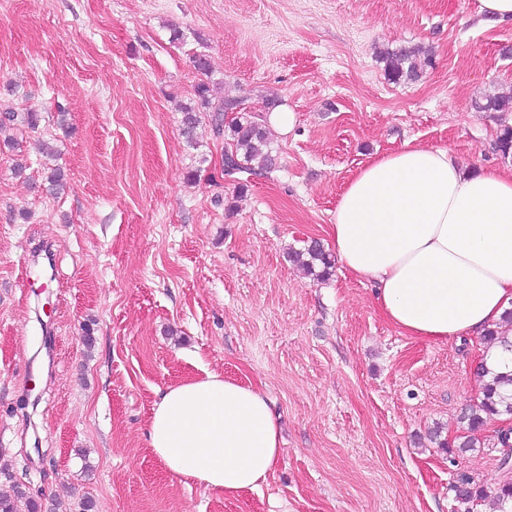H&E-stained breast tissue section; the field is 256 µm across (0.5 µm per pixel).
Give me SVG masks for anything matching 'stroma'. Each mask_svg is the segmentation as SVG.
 <instances>
[{"instance_id": "1", "label": "stroma", "mask_w": 512, "mask_h": 512, "mask_svg": "<svg viewBox=\"0 0 512 512\" xmlns=\"http://www.w3.org/2000/svg\"><path fill=\"white\" fill-rule=\"evenodd\" d=\"M417 45L433 67L389 81L382 53ZM507 45L512 23L482 24L476 0H0V107L40 116L0 133V493L69 512H464L461 475L502 484L498 418L457 449L479 340L404 335L371 282L290 253L329 245L349 178L405 141L512 166L494 148L512 112L474 107L512 93ZM203 81L295 113L272 170L212 179L223 141L181 134ZM43 245L52 266L25 285ZM207 372L259 389L281 427L274 473L239 500L147 444L161 392ZM291 258L299 263L308 273L325 276L330 273L331 257L318 241H311L302 251H292ZM320 271L316 273V269Z\"/></svg>"}]
</instances>
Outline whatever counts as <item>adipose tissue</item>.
<instances>
[{
  "label": "adipose tissue",
  "instance_id": "obj_1",
  "mask_svg": "<svg viewBox=\"0 0 512 512\" xmlns=\"http://www.w3.org/2000/svg\"><path fill=\"white\" fill-rule=\"evenodd\" d=\"M328 236L403 334L478 336L512 308V168L472 171L404 142L351 177ZM147 439L171 475L228 498L260 489L280 452L264 394L213 373L164 390Z\"/></svg>",
  "mask_w": 512,
  "mask_h": 512
}]
</instances>
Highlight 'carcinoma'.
<instances>
[{"instance_id": "1", "label": "carcinoma", "mask_w": 512, "mask_h": 512, "mask_svg": "<svg viewBox=\"0 0 512 512\" xmlns=\"http://www.w3.org/2000/svg\"><path fill=\"white\" fill-rule=\"evenodd\" d=\"M385 72L394 83H409L417 80L425 66L431 64L432 56L421 46L401 47L387 50L382 55ZM199 107L181 108L182 135L188 143H195L196 129L201 116H206L213 135L227 141L224 154L227 156V171L221 176L236 173L268 170L275 165L272 155L270 125L267 115L251 112L242 106V100L233 97L216 98L211 94L209 84L200 83L196 87ZM475 108L483 112H512V96L488 97L475 103ZM237 113L234 119L225 122L224 112ZM291 258L308 273L325 276L332 268L331 257L322 245L313 240L301 251L291 253ZM476 376L481 381L478 401L461 416L466 423L467 435L459 443V451H469L480 443L477 434L481 432L487 420L493 416L512 415V371L506 374H494L480 366ZM457 501L466 505V512H473L478 503L493 498L498 512H512V478L504 480L495 490L488 492L475 480L462 475L452 486ZM0 512H38L37 501L26 492L18 489L15 497L0 496Z\"/></svg>"}]
</instances>
